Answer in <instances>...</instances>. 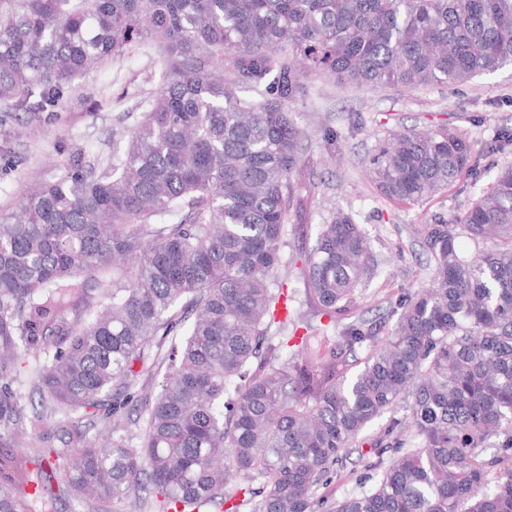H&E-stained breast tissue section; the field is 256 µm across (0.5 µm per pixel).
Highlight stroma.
Listing matches in <instances>:
<instances>
[{"mask_svg": "<svg viewBox=\"0 0 512 512\" xmlns=\"http://www.w3.org/2000/svg\"><path fill=\"white\" fill-rule=\"evenodd\" d=\"M159 48L144 42L104 67L79 76L65 89L59 107L36 122L10 114L0 102V214H10L31 180L51 181L74 153L93 157L112 152V130L134 126L162 84ZM360 113L361 129H351L350 113ZM297 124L310 134L307 156L314 163L317 188L309 204V223L318 227L339 211L360 224L377 266L363 292L397 301L429 286L432 273L411 228L437 218L453 219L492 184L498 172L512 165V151L487 148L504 128H512V69L506 68L463 85L422 87L412 91L342 88L318 79L294 112ZM466 136L479 153L475 168L466 170L447 189L403 206L382 197L367 174L375 145L393 131L426 129L439 122ZM334 128L339 150L328 164L321 142L324 128ZM369 441L353 444L317 496L337 501L375 486L376 472Z\"/></svg>", "mask_w": 512, "mask_h": 512, "instance_id": "obj_1", "label": "stroma"}]
</instances>
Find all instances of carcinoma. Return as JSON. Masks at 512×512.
<instances>
[{
    "mask_svg": "<svg viewBox=\"0 0 512 512\" xmlns=\"http://www.w3.org/2000/svg\"><path fill=\"white\" fill-rule=\"evenodd\" d=\"M148 40L163 83L112 131L124 147L0 216V512H224L240 492L231 512H512V166L456 222L416 228L431 284L369 317L360 226L303 224L315 172L290 112L309 76L413 90L511 67L512 0H0V100L35 120ZM474 159L446 124L397 130L369 175L413 205ZM158 336L181 340L149 364ZM396 407L375 488L321 509Z\"/></svg>",
    "mask_w": 512,
    "mask_h": 512,
    "instance_id": "cac0c4a2",
    "label": "carcinoma"
}]
</instances>
